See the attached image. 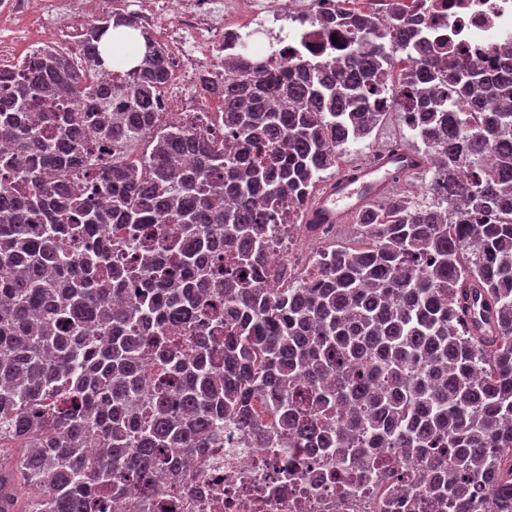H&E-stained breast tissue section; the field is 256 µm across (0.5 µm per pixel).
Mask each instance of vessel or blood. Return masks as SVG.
<instances>
[{"instance_id": "vessel-or-blood-1", "label": "vessel or blood", "mask_w": 512, "mask_h": 512, "mask_svg": "<svg viewBox=\"0 0 512 512\" xmlns=\"http://www.w3.org/2000/svg\"><path fill=\"white\" fill-rule=\"evenodd\" d=\"M416 164L413 156L388 153L373 163L352 168L331 181L311 203L305 221L309 224H344L374 203L397 177Z\"/></svg>"}]
</instances>
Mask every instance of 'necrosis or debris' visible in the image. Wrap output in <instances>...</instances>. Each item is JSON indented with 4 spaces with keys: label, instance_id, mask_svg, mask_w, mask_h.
I'll return each mask as SVG.
<instances>
[{
    "label": "necrosis or debris",
    "instance_id": "necrosis-or-debris-1",
    "mask_svg": "<svg viewBox=\"0 0 512 512\" xmlns=\"http://www.w3.org/2000/svg\"><path fill=\"white\" fill-rule=\"evenodd\" d=\"M393 0H188L170 22L159 9L142 11L138 24L153 34L193 33L194 41L172 58L176 72L212 71L225 55L249 51L271 66H326L345 56L352 37L349 14L371 15L387 29ZM411 25L462 53L480 80L475 90L494 108L496 59L512 53V0H405ZM263 33L266 43L254 42ZM296 242L273 241L268 261L279 284L296 288L322 261ZM343 466L324 448H289L282 437L264 442L233 423L224 425V446L197 463L179 459L171 478L150 487L124 486L109 512H436L414 508L418 487L431 476L423 457L395 458L390 466L358 473L352 488L338 487Z\"/></svg>",
    "mask_w": 512,
    "mask_h": 512
}]
</instances>
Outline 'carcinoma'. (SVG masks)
Returning <instances> with one entry per match:
<instances>
[{
    "mask_svg": "<svg viewBox=\"0 0 512 512\" xmlns=\"http://www.w3.org/2000/svg\"><path fill=\"white\" fill-rule=\"evenodd\" d=\"M352 51L320 67L270 69L241 52L224 77L200 79L220 102L219 142L157 123L171 78L164 45L131 15L89 20L83 67L45 46L0 66V470L17 473L18 512H107L113 485L164 475L169 452L201 459L223 447L224 419L266 436L259 395L292 439H336L358 466L376 448L430 449L447 512H512V77L488 112L476 76L404 24L390 41L423 59L402 77L418 155L437 176L413 195H383L355 216L363 243L338 247L300 288L261 287L278 216L306 214L321 173L350 142L370 137L382 70L392 65L373 21L353 20ZM109 31L152 51L126 69L96 59ZM121 79L99 80L101 72ZM112 141L94 158L88 132ZM149 134L139 164L118 147ZM493 155L484 165L485 153ZM188 158L184 170L177 159ZM86 187H74V167ZM145 235L175 229L157 265L112 262L95 244L66 245L113 221ZM147 289L126 303L127 286ZM489 302L484 329L464 319L468 290ZM224 298V339L204 294ZM189 330L194 354L175 335ZM224 346V367L209 363ZM174 366L152 408L134 405L148 364ZM7 448H21L14 457Z\"/></svg>",
    "mask_w": 512,
    "mask_h": 512,
    "instance_id": "1",
    "label": "carcinoma"
}]
</instances>
